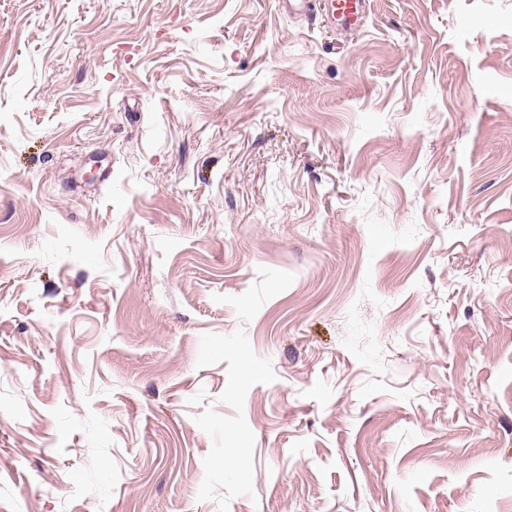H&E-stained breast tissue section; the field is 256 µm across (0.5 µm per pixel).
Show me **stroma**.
I'll list each match as a JSON object with an SVG mask.
<instances>
[{
	"mask_svg": "<svg viewBox=\"0 0 512 512\" xmlns=\"http://www.w3.org/2000/svg\"><path fill=\"white\" fill-rule=\"evenodd\" d=\"M0 512H512V0H0ZM322 2V3H320ZM279 0L280 6L288 14L309 13L316 10L328 22L336 26V22L344 31L356 29L368 10V0Z\"/></svg>",
	"mask_w": 512,
	"mask_h": 512,
	"instance_id": "35a3bbf8",
	"label": "stroma"
}]
</instances>
